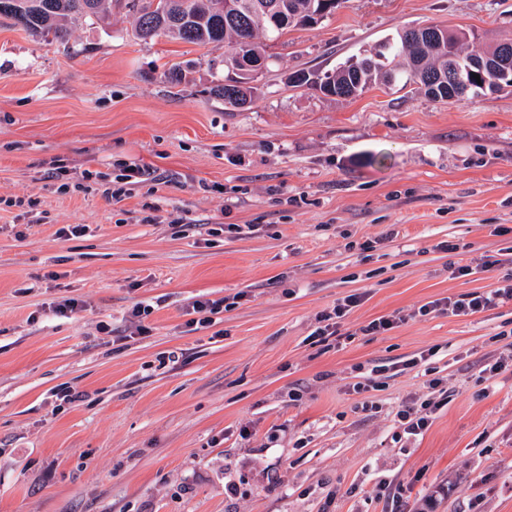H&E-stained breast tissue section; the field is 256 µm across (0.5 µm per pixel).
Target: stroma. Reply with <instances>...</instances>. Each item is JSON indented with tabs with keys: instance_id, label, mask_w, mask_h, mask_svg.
<instances>
[{
	"instance_id": "1",
	"label": "stroma",
	"mask_w": 512,
	"mask_h": 512,
	"mask_svg": "<svg viewBox=\"0 0 512 512\" xmlns=\"http://www.w3.org/2000/svg\"><path fill=\"white\" fill-rule=\"evenodd\" d=\"M431 23L493 42L512 0H340L231 111L223 47L138 40L127 8L64 41L0 18V512H421L440 486L433 512H512V302L417 314L512 275L481 266L512 250V88L287 80ZM353 293L343 339L316 337ZM198 299L220 311L192 330ZM434 378L448 403L407 437ZM437 397L418 398L413 402H406L398 410L396 417L407 437H417L428 428L431 414L447 405L448 394L444 390L438 391Z\"/></svg>"
}]
</instances>
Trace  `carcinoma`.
<instances>
[{"instance_id": "cac0c4a2", "label": "carcinoma", "mask_w": 512, "mask_h": 512, "mask_svg": "<svg viewBox=\"0 0 512 512\" xmlns=\"http://www.w3.org/2000/svg\"><path fill=\"white\" fill-rule=\"evenodd\" d=\"M0 0V16L31 34L53 33L64 39L78 19L105 11L107 0ZM226 0H129L125 7L135 11V36L141 40L168 33L186 43L227 44L224 51V83L217 94L224 106L233 109L252 98L254 76L242 69L240 60L252 56L266 58L262 39L275 40L289 27H308L315 22L325 0H231L232 7L220 9ZM443 28L429 25L407 28L379 45L376 56L357 71L350 61L332 70V83L319 91L326 96L352 98L375 83L411 88L435 101H459L512 86L508 72L489 70L471 63L479 58L492 61L502 52L501 43L482 45L474 33L452 30V36L439 35ZM472 67L480 79H471L469 88L448 89V72ZM316 69H299L288 75L294 87L315 88Z\"/></svg>"}]
</instances>
